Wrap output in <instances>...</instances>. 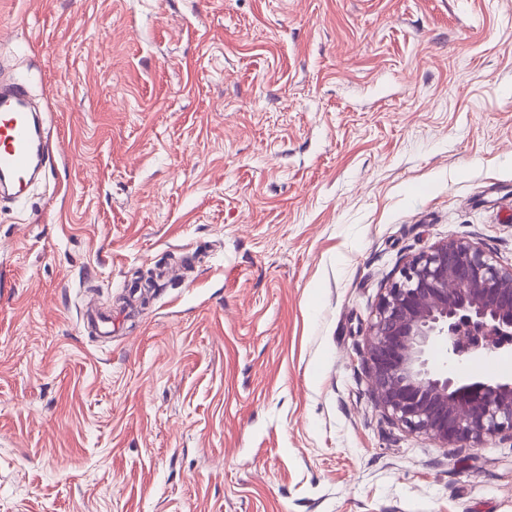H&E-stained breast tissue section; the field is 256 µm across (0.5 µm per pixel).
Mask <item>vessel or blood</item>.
<instances>
[{
    "label": "vessel or blood",
    "instance_id": "b4317fda",
    "mask_svg": "<svg viewBox=\"0 0 512 512\" xmlns=\"http://www.w3.org/2000/svg\"><path fill=\"white\" fill-rule=\"evenodd\" d=\"M46 141L37 115L29 107V90L21 81L0 84V181L23 193L39 170Z\"/></svg>",
    "mask_w": 512,
    "mask_h": 512
}]
</instances>
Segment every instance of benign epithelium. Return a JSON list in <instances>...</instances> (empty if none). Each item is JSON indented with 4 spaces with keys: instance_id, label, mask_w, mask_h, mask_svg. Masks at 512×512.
Wrapping results in <instances>:
<instances>
[{
    "instance_id": "1",
    "label": "benign epithelium",
    "mask_w": 512,
    "mask_h": 512,
    "mask_svg": "<svg viewBox=\"0 0 512 512\" xmlns=\"http://www.w3.org/2000/svg\"><path fill=\"white\" fill-rule=\"evenodd\" d=\"M398 273L368 326L364 363L376 402L405 431L444 448L512 439V379L450 375L427 358L438 338L458 358L512 350V265L450 236Z\"/></svg>"
}]
</instances>
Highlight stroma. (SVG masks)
Masks as SVG:
<instances>
[{
    "mask_svg": "<svg viewBox=\"0 0 512 512\" xmlns=\"http://www.w3.org/2000/svg\"><path fill=\"white\" fill-rule=\"evenodd\" d=\"M0 75L51 149L0 199V512H512V442L363 364L408 256L512 264V0H0Z\"/></svg>",
    "mask_w": 512,
    "mask_h": 512,
    "instance_id": "1",
    "label": "stroma"
}]
</instances>
